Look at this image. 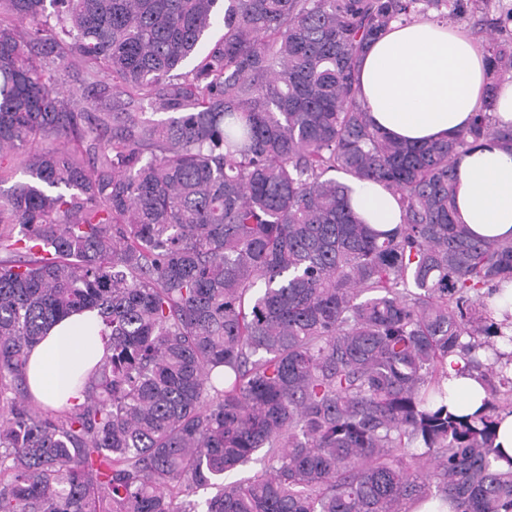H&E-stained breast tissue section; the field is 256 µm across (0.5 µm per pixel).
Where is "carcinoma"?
<instances>
[{"label":"carcinoma","instance_id":"carcinoma-1","mask_svg":"<svg viewBox=\"0 0 512 512\" xmlns=\"http://www.w3.org/2000/svg\"><path fill=\"white\" fill-rule=\"evenodd\" d=\"M490 4L0 0V183L26 176L0 196V512H512V313L490 302L512 239L456 222L453 165L512 130L488 101L408 144L354 80L392 21L481 10L494 90L512 7ZM338 173L382 183L401 223L358 218ZM85 308L111 355L52 409L28 353ZM450 356L475 414L448 410Z\"/></svg>","mask_w":512,"mask_h":512}]
</instances>
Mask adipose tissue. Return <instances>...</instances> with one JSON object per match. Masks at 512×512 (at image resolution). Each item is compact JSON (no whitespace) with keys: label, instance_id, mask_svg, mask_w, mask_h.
I'll return each mask as SVG.
<instances>
[{"label":"adipose tissue","instance_id":"obj_1","mask_svg":"<svg viewBox=\"0 0 512 512\" xmlns=\"http://www.w3.org/2000/svg\"><path fill=\"white\" fill-rule=\"evenodd\" d=\"M486 60L461 28L420 16L391 22L366 47L356 71L358 99L372 124L409 142L442 141L466 130L484 102H491L495 124L512 127V79L486 96ZM457 219L483 237H512V150L488 137L454 158ZM355 212L378 229L400 222V208L380 183L353 186ZM97 311L86 310L56 323L28 355L31 394L54 408L82 403L74 373L90 370L105 354ZM449 358L448 407L466 413L482 404L476 376L458 373Z\"/></svg>","mask_w":512,"mask_h":512}]
</instances>
